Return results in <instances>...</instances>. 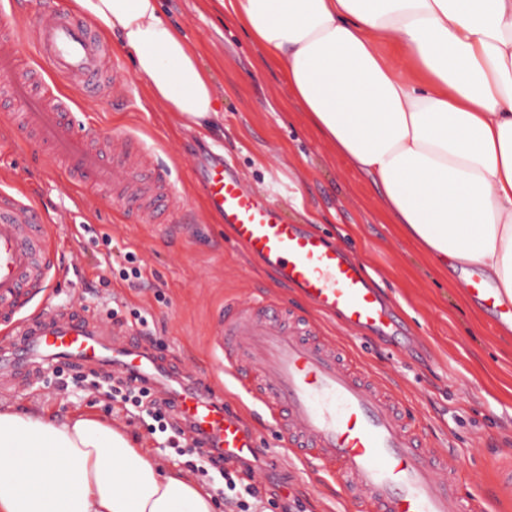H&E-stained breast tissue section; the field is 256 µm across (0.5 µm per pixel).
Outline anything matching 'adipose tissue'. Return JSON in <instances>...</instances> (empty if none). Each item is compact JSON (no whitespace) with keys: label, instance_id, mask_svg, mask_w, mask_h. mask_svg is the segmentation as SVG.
I'll list each match as a JSON object with an SVG mask.
<instances>
[{"label":"adipose tissue","instance_id":"ef3b65f1","mask_svg":"<svg viewBox=\"0 0 512 512\" xmlns=\"http://www.w3.org/2000/svg\"><path fill=\"white\" fill-rule=\"evenodd\" d=\"M195 125L214 91L158 0H73ZM403 234L512 305V0H224ZM0 512H216L119 424L0 408Z\"/></svg>","mask_w":512,"mask_h":512}]
</instances>
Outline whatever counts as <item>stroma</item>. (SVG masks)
<instances>
[{
	"mask_svg": "<svg viewBox=\"0 0 512 512\" xmlns=\"http://www.w3.org/2000/svg\"><path fill=\"white\" fill-rule=\"evenodd\" d=\"M164 16L185 36L202 69L212 77L220 119L212 131L196 130L154 100L137 78L118 41L109 47L118 71L136 85L132 105L112 106L111 95L81 102L73 111L90 140L130 137L170 172L186 207L181 224L128 220L111 193L74 186L48 153L11 148L8 106L0 102V189L23 190L46 209L58 250L52 303L67 311L107 317L111 295L124 298L120 315L128 332L141 333L136 313L156 327L152 352L171 365H188L224 388V361L213 351L215 315L224 304L266 296L308 315L294 289L250 257L219 216L211 212L195 174L213 159L227 162L254 193L277 204L285 219L340 244L386 292L391 305L422 344L410 357L352 337L336 321L323 329L342 354L361 359L366 375L389 386L410 405L429 444L447 450L472 497L496 495L495 512H512V489L498 491L501 470L512 464V335L471 303L465 279L475 268L447 267L399 232L370 180L353 175L335 148L289 96L278 64L267 60L224 0H160ZM133 252L143 264L146 287L132 288L108 263L110 253ZM72 370L46 368L29 377L0 405L37 404L58 417L109 416L140 436L158 462L175 469L184 459L167 436L148 434L107 398L95 378L73 380ZM259 445L258 468L277 457L276 480L287 483L293 512H343L340 489L287 460L279 435L242 409Z\"/></svg>",
	"mask_w": 512,
	"mask_h": 512,
	"instance_id": "obj_1",
	"label": "stroma"
}]
</instances>
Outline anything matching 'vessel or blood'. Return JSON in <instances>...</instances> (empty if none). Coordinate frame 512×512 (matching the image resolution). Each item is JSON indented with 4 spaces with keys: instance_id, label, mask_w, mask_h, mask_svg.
Instances as JSON below:
<instances>
[{
    "instance_id": "1",
    "label": "vessel or blood",
    "mask_w": 512,
    "mask_h": 512,
    "mask_svg": "<svg viewBox=\"0 0 512 512\" xmlns=\"http://www.w3.org/2000/svg\"><path fill=\"white\" fill-rule=\"evenodd\" d=\"M25 42L32 61L20 62ZM110 52L98 31L56 0H39L28 24L0 22V81L20 116L19 143L48 149L63 173L81 186L112 185L139 214L178 221L179 206L167 170L132 160L134 143L113 138L109 151H95L72 120L81 97L127 91L111 74ZM75 95L62 94V84ZM206 202L231 228L238 243L296 288L316 311L347 328L408 347L413 338L359 262L342 247L299 224L286 223L270 200L258 197L216 161L201 175ZM50 227L29 196L0 191V390L12 389L35 357L114 368L134 383L166 387L168 365L139 339H107V327L87 316L49 306L55 265ZM468 291L490 315H498L494 289L471 281ZM214 344L224 353V378L277 429L290 457L317 468L341 485L349 512H490V499L461 496L454 470L439 449L423 442L396 410L385 387L345 367L334 348L302 342L288 325L286 308L267 298L225 304L216 317ZM171 397L206 446L226 459L252 455L253 431L225 410L223 395L181 370Z\"/></svg>"
}]
</instances>
